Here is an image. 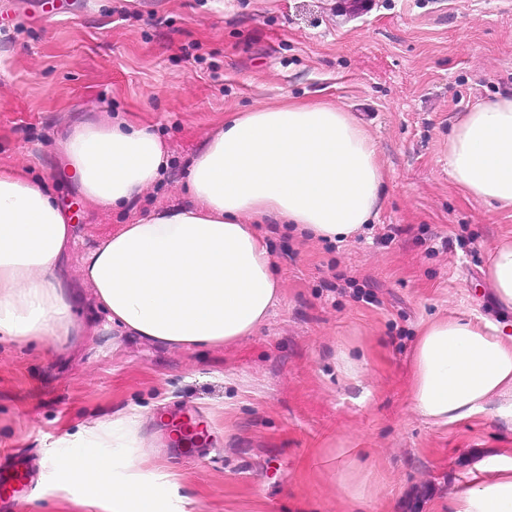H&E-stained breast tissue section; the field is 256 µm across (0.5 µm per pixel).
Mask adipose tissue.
Wrapping results in <instances>:
<instances>
[{"label":"adipose tissue","mask_w":512,"mask_h":512,"mask_svg":"<svg viewBox=\"0 0 512 512\" xmlns=\"http://www.w3.org/2000/svg\"><path fill=\"white\" fill-rule=\"evenodd\" d=\"M57 155L89 207H120L169 166L160 136L123 118H82ZM457 187L512 207V96L475 105L448 136ZM384 175L366 129L341 108L284 100L225 121L191 161L188 205L121 225L82 259L83 279L113 325L173 349L252 335L277 301L261 224H291L335 239L376 214ZM71 226L48 188L0 169V338L66 333L71 305L61 272ZM487 275L497 302L512 309V240L494 250ZM413 408L450 425L487 412L512 419V330L470 316L429 324L414 355ZM127 414L60 438L50 467L59 491H77L99 512H190L181 475L139 445ZM337 487L367 500L372 475L351 449H338ZM455 512H512V458L477 465Z\"/></svg>","instance_id":"1"}]
</instances>
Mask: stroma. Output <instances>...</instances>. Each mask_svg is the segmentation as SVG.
Masks as SVG:
<instances>
[{
	"label": "stroma",
	"mask_w": 512,
	"mask_h": 512,
	"mask_svg": "<svg viewBox=\"0 0 512 512\" xmlns=\"http://www.w3.org/2000/svg\"><path fill=\"white\" fill-rule=\"evenodd\" d=\"M512 95V0H0V169L46 185L73 226L66 336L0 343V512H87L50 488L57 440L136 410L142 446L183 473L195 512H451L468 472L512 456L491 415L437 425L412 404L421 328L456 315L511 323L486 275L512 208L466 195L448 132ZM351 112L384 175L377 214L343 240L278 229L279 295L252 335L171 349L113 330L81 257L122 224L187 203L190 161L225 119L284 98ZM153 127L170 166L122 208L81 195L54 154L85 114ZM403 232L378 239L382 225ZM369 282L374 307L329 283ZM362 368L344 375L340 353ZM361 449L364 509L329 463Z\"/></svg>",
	"instance_id": "obj_1"
}]
</instances>
